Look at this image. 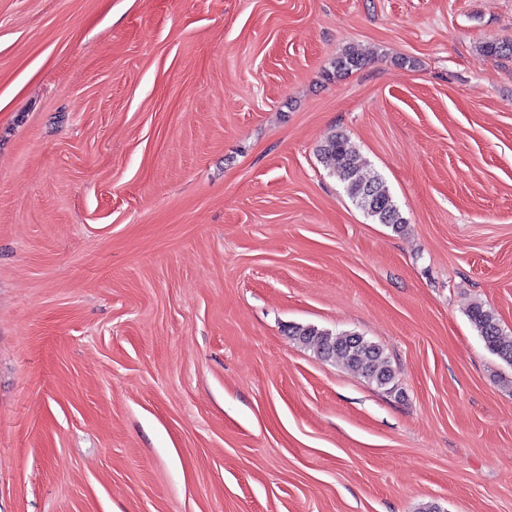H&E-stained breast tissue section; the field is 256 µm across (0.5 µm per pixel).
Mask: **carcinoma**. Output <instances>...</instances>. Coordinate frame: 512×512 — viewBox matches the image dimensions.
<instances>
[{
  "mask_svg": "<svg viewBox=\"0 0 512 512\" xmlns=\"http://www.w3.org/2000/svg\"><path fill=\"white\" fill-rule=\"evenodd\" d=\"M358 53H346L334 61L332 76L340 77L363 65ZM324 166L343 185L346 194L369 218L394 231L404 228L406 219L382 179L366 176L357 162V148L349 135L339 131L329 134L318 149ZM467 316L486 347L512 366V337L503 335L496 312L482 302L473 303ZM288 335L324 360L340 359L351 370L390 393L399 392L397 374L384 350L365 337L353 333H333L314 325L288 327Z\"/></svg>",
  "mask_w": 512,
  "mask_h": 512,
  "instance_id": "obj_1",
  "label": "carcinoma"
}]
</instances>
